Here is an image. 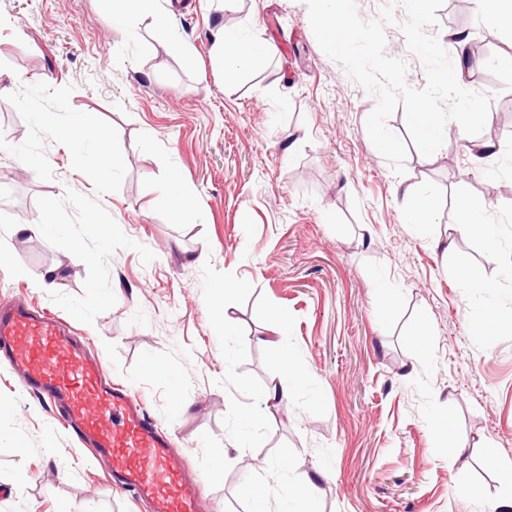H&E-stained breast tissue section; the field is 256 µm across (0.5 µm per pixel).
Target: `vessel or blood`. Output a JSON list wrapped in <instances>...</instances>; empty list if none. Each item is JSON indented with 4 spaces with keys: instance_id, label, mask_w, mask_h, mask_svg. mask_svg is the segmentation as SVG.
Masks as SVG:
<instances>
[{
    "instance_id": "vessel-or-blood-1",
    "label": "vessel or blood",
    "mask_w": 512,
    "mask_h": 512,
    "mask_svg": "<svg viewBox=\"0 0 512 512\" xmlns=\"http://www.w3.org/2000/svg\"><path fill=\"white\" fill-rule=\"evenodd\" d=\"M9 348L26 387L60 406L89 453L108 461L115 482L149 499L153 512H205L195 479L138 399L103 383L101 367L54 315L24 301L0 305V347Z\"/></svg>"
}]
</instances>
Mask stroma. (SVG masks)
<instances>
[{
  "instance_id": "35a3bbf8",
  "label": "stroma",
  "mask_w": 512,
  "mask_h": 512,
  "mask_svg": "<svg viewBox=\"0 0 512 512\" xmlns=\"http://www.w3.org/2000/svg\"><path fill=\"white\" fill-rule=\"evenodd\" d=\"M173 2L190 69L152 18L113 24L104 0H0V303L23 298L84 337L173 439L208 512H252V489L274 481L312 486L301 512H482L512 493V321L490 318L512 308L498 274L512 258V69L465 78L491 98L484 130L409 150L399 176L367 133L375 98L321 50L304 0ZM387 4L385 51L422 88L400 0L357 11ZM437 15L428 32L447 52L464 30L512 56V29L473 0ZM222 27L266 48L232 80L211 57ZM41 112L105 128L118 166L94 176L90 148L60 150ZM180 186L196 201L183 218L168 201ZM461 197L496 243L457 231ZM16 260L44 286L14 278ZM282 346L300 376L279 404L264 390ZM0 399V512H150L104 464L66 459L73 431L2 351Z\"/></svg>"
}]
</instances>
